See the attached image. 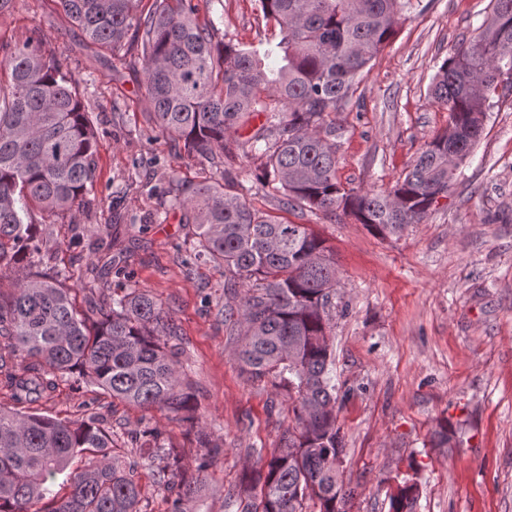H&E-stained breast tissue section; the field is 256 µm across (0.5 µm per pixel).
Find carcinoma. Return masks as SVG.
Wrapping results in <instances>:
<instances>
[{"mask_svg":"<svg viewBox=\"0 0 512 512\" xmlns=\"http://www.w3.org/2000/svg\"><path fill=\"white\" fill-rule=\"evenodd\" d=\"M57 0L91 43L115 50L128 34L140 39L144 87L161 134L189 154L232 160L248 146L254 179L281 193L284 209L351 216L381 238L420 224L450 191L455 171L485 131L498 75L512 76V0H490L476 35L442 62L430 86L448 112V127L425 144L388 192L346 187L337 178L333 115L350 102L357 77L396 33L405 0H260L279 26L282 64L231 40L214 41V23L200 21L212 0ZM0 271L16 288L0 298V386L16 403L33 404L62 381L95 386L135 407L157 406L194 421L189 383L178 372L179 326L148 293L79 307L66 287L70 272L43 270L40 224L69 212L93 192L98 132L79 83L33 42L0 56ZM260 120L255 125L253 121ZM171 208L193 226L194 258L224 270L229 333L242 337L238 359L255 380H268L293 400L294 424L258 474L252 512H346L353 490L336 477L343 454L337 426L328 329L336 263L326 241L305 224H285L253 209L224 186L202 184ZM42 222H37L35 216ZM206 451L201 475L219 449ZM164 489L172 512L197 492L181 458L161 445ZM83 465L68 471L71 461ZM66 474L65 493L47 481ZM143 488L95 414L70 420L0 405V512H141ZM417 485L404 482L391 512H413Z\"/></svg>","mask_w":512,"mask_h":512,"instance_id":"cac0c4a2","label":"carcinoma"}]
</instances>
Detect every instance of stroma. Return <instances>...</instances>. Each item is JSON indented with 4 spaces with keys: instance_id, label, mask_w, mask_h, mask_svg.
Returning a JSON list of instances; mask_svg holds the SVG:
<instances>
[{
    "instance_id": "35a3bbf8",
    "label": "stroma",
    "mask_w": 512,
    "mask_h": 512,
    "mask_svg": "<svg viewBox=\"0 0 512 512\" xmlns=\"http://www.w3.org/2000/svg\"><path fill=\"white\" fill-rule=\"evenodd\" d=\"M488 5L410 0L406 21L335 116L341 183L392 188L447 127L430 83L450 48L475 35ZM208 16L216 41L233 40L258 51L267 67L280 66L281 34L259 0H212ZM29 40L78 81L98 129L94 190L44 225L46 251L71 271L78 298L86 296L88 260L118 258L124 266L110 277V292L140 288L170 313L199 425L221 449L186 512H238L227 503L231 493L256 501L247 478L280 447L293 419L287 392L250 380L235 357L223 272L191 258L190 228L179 211L163 209L161 189L187 195L202 184L308 225L333 250L332 377L344 477L355 490L348 512H390L389 496L406 479L418 485L415 512H512V96L494 101L447 197L422 223L383 240L350 217L283 210L254 182L246 157L225 167L162 136L145 97L140 41L110 52L88 43L56 0H13L0 14V43ZM35 407L62 419L102 416L145 489L142 512H171L174 496L131 433H161L190 469L201 453L195 432L165 410L111 403L93 387L60 383ZM441 422L455 431L456 447L432 446Z\"/></svg>"
}]
</instances>
